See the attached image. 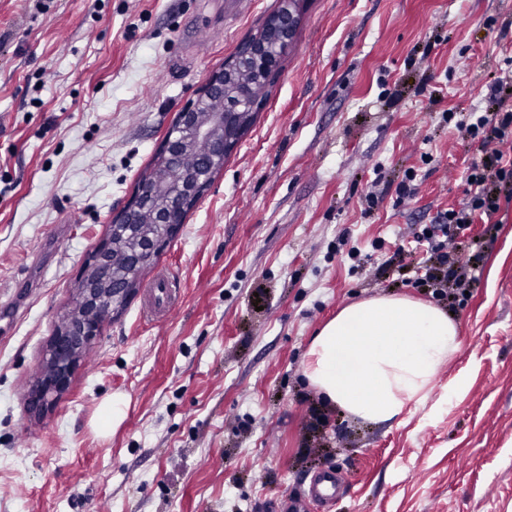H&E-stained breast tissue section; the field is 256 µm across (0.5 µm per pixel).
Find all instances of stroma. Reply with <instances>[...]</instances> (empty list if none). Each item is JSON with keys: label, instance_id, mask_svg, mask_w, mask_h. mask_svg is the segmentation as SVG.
Masks as SVG:
<instances>
[{"label": "stroma", "instance_id": "1", "mask_svg": "<svg viewBox=\"0 0 512 512\" xmlns=\"http://www.w3.org/2000/svg\"><path fill=\"white\" fill-rule=\"evenodd\" d=\"M279 7L0 0V512H272L327 466L344 488L310 512H512V199L457 232L465 295L425 290L422 236L471 197L482 154L447 115L485 111L512 0H307L251 128L139 279L167 268L173 310L143 320L135 291L29 408L84 260ZM389 293L451 312L461 347L425 405L369 423L303 366L324 323Z\"/></svg>", "mask_w": 512, "mask_h": 512}]
</instances>
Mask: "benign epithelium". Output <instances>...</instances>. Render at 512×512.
Here are the masks:
<instances>
[{
  "mask_svg": "<svg viewBox=\"0 0 512 512\" xmlns=\"http://www.w3.org/2000/svg\"><path fill=\"white\" fill-rule=\"evenodd\" d=\"M305 3L281 0L277 12L241 45L234 63L213 74L197 101L180 113L157 154L153 173L113 218L112 237L85 261L76 301L56 328L34 381L36 410L44 411L67 388L73 368L107 317L134 293L139 272L127 268L129 261L121 259L120 253L159 251L183 224L185 210L203 197L224 157L249 126V112L261 104L263 90L292 45Z\"/></svg>",
  "mask_w": 512,
  "mask_h": 512,
  "instance_id": "obj_1",
  "label": "benign epithelium"
}]
</instances>
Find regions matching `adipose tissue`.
<instances>
[{
  "label": "adipose tissue",
  "instance_id": "obj_1",
  "mask_svg": "<svg viewBox=\"0 0 512 512\" xmlns=\"http://www.w3.org/2000/svg\"><path fill=\"white\" fill-rule=\"evenodd\" d=\"M460 349L456 322L409 296H379L342 308L311 341L305 376L329 404L370 423L422 404Z\"/></svg>",
  "mask_w": 512,
  "mask_h": 512
}]
</instances>
